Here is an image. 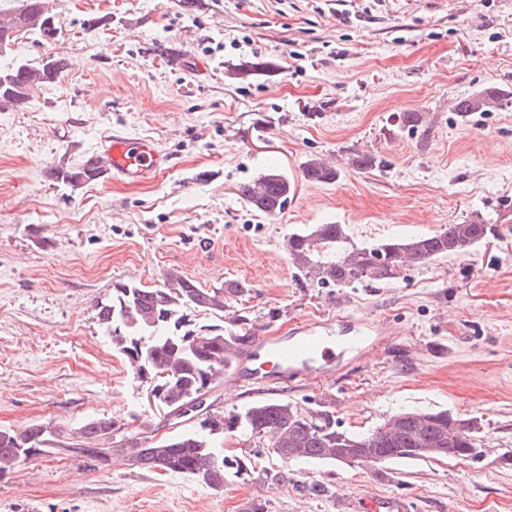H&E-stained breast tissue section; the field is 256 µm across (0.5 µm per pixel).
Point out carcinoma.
Segmentation results:
<instances>
[{
	"label": "carcinoma",
	"instance_id": "obj_1",
	"mask_svg": "<svg viewBox=\"0 0 512 512\" xmlns=\"http://www.w3.org/2000/svg\"><path fill=\"white\" fill-rule=\"evenodd\" d=\"M25 13L16 17L23 33L46 41L51 29L44 27L43 0H24ZM69 69L60 58H44L36 65L14 62L0 67V104L21 105L30 91L53 82ZM506 96L495 91L457 98L453 111L469 120L476 114L503 106ZM384 160L371 153L352 152L347 165L370 172ZM99 161L87 157L70 170H58L55 179L76 186L99 177ZM339 171L320 158L303 165L309 183L335 182ZM239 196L255 212L272 218L284 209L293 185L284 174L268 171L241 184ZM494 234V225L478 217L459 224H446L428 234L388 238L370 245H356L343 224H311L289 233L283 242L299 288L332 285L338 288L369 287L386 283L410 267L450 256L469 253ZM170 287L145 288L116 282L112 298L98 303V319L108 330L120 324L124 331L112 341L127 357L140 377L156 379L158 400L180 414L191 401L208 393L224 377L237 355L250 343L245 330H225L219 324L196 326L189 314L224 312L226 302L242 297L250 287L229 282L222 287L202 288L194 281L171 274ZM171 372L170 380L156 378ZM112 418L93 417L78 428V435L94 441L76 445L73 452L107 461L118 454L125 464L139 469H160L191 478L211 489L224 487L225 470L247 475L253 469L246 457L231 461L218 451L226 433L240 432L267 440L266 447L287 463L318 461L341 465L355 463L380 466L398 461L431 458L426 448H475L481 427L475 418L461 419L446 409L403 410L391 415L366 434H355L337 426L329 417L304 412L289 402L263 400L228 415L210 412L197 430H181L151 443L130 439L114 447ZM51 427L31 424L18 430L0 429V476L13 472L49 442Z\"/></svg>",
	"mask_w": 512,
	"mask_h": 512
}]
</instances>
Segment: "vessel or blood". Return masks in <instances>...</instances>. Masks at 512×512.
Segmentation results:
<instances>
[{
    "label": "vessel or blood",
    "mask_w": 512,
    "mask_h": 512,
    "mask_svg": "<svg viewBox=\"0 0 512 512\" xmlns=\"http://www.w3.org/2000/svg\"><path fill=\"white\" fill-rule=\"evenodd\" d=\"M105 170L133 182L150 183L166 170L168 156L150 138H132L112 133L99 142ZM384 342L376 327L354 330L349 336H334L320 331L317 324L301 323L294 335L286 338L254 337L252 344L237 358L238 373L229 375L234 384H284L318 376L334 379L343 364L378 351ZM361 512H407L405 502L394 497L373 496L360 506Z\"/></svg>",
    "instance_id": "obj_1"
}]
</instances>
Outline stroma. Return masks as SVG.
<instances>
[{
  "label": "stroma",
  "mask_w": 512,
  "mask_h": 512,
  "mask_svg": "<svg viewBox=\"0 0 512 512\" xmlns=\"http://www.w3.org/2000/svg\"><path fill=\"white\" fill-rule=\"evenodd\" d=\"M55 38L25 36L0 65L62 57L68 70L0 106V429L44 423L50 450L0 476V512H342L340 499H403L410 512H512V105L459 120L454 99L512 92V0H52ZM419 112L427 135L398 130ZM149 137L171 157L150 184L107 174L57 182L105 131ZM382 157L360 172L350 151ZM318 157L329 184L304 180ZM274 170L294 193L270 219L236 187ZM479 215L494 237L468 254L369 288H299L284 237L345 225L354 243L425 234ZM250 285L197 324L289 335L310 319L382 327L385 352L330 381L213 388V410L282 399L353 433L403 409L478 419L476 457L372 465L283 463L225 434L255 470L214 490L72 452L73 432L110 417L117 438L177 433L98 320L115 282ZM326 492H311L313 484ZM339 176L340 173L335 167L329 166L320 158H311L303 165V177L309 183H333Z\"/></svg>",
  "instance_id": "stroma-1"
}]
</instances>
